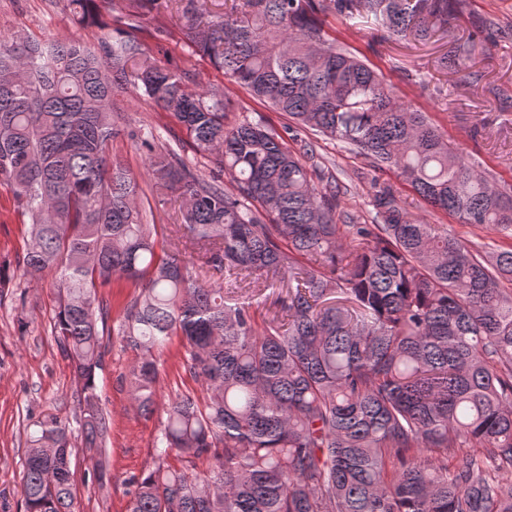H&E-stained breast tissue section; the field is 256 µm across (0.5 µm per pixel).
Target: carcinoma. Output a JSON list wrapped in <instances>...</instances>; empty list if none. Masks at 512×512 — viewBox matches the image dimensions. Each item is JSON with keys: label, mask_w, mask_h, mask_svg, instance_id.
Returning <instances> with one entry per match:
<instances>
[{"label": "carcinoma", "mask_w": 512, "mask_h": 512, "mask_svg": "<svg viewBox=\"0 0 512 512\" xmlns=\"http://www.w3.org/2000/svg\"><path fill=\"white\" fill-rule=\"evenodd\" d=\"M70 4L96 44L0 37V187L29 219L26 271L57 274L53 328L79 409L27 440L24 512H76L73 422L105 480L96 371L111 332L100 289L114 279L138 290L120 330L141 353V412H154L153 355L174 336L207 393L167 404L127 512H512V485L498 479L512 467V194L325 30L333 14L423 42L469 17L471 34L438 63L472 85L481 74L467 62L497 22L472 17L469 0H243L205 22L207 0H180L175 30L158 0H112L114 26L98 0ZM148 20L157 44L188 48L181 67L144 46ZM198 56L314 139L292 149L261 122L225 125L224 99L184 86ZM130 86L231 176L209 179L144 140L155 187L183 204L190 246L216 271L286 283L280 310L258 320L185 254L157 249L137 178L112 155L113 97ZM318 138L510 243L482 251L445 224L417 223L376 180L368 215L344 210ZM170 451L182 468L165 464Z\"/></svg>", "instance_id": "obj_1"}]
</instances>
